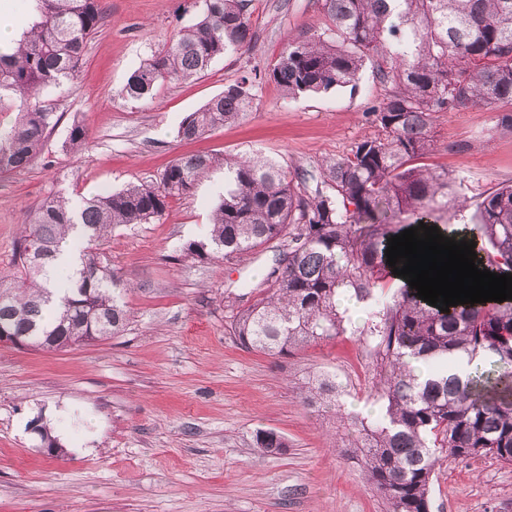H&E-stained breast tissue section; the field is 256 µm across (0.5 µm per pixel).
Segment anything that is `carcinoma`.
<instances>
[{
	"label": "carcinoma",
	"instance_id": "obj_1",
	"mask_svg": "<svg viewBox=\"0 0 512 512\" xmlns=\"http://www.w3.org/2000/svg\"><path fill=\"white\" fill-rule=\"evenodd\" d=\"M35 2L38 20L13 52L0 51V112L15 113L0 127L1 175L41 154L55 122L40 96L74 79L103 22L101 0ZM249 2L204 0L199 19L130 75L126 96L147 100L159 83L199 76L251 41ZM322 7L330 25L290 39L269 79L287 99L354 89L365 61L376 60L391 90L367 113L375 133L349 153L321 160L311 176L260 154H192L172 160L154 181L78 203L47 195L22 225L15 272L0 276V329L38 350L123 333L127 288L101 261L100 242L118 226L162 218L170 200L192 193L222 165L224 193L214 204L208 236L189 242L185 253L224 260L287 240L253 302L233 313L229 334L247 350L286 356L343 332L336 305L341 295L379 305L359 335L372 358L370 394L382 411L373 421L352 419L349 447L391 512H430L436 450L512 463V400L486 393L488 378L480 369L462 378L449 368L454 353L472 359L489 352L501 368L498 381L512 388V302L457 305L444 314L406 289L383 302L385 250L399 234L401 216H414L413 227L429 226V218L448 210L454 180L417 164L432 149L436 114L512 106V0H323ZM253 89L246 76L226 86L183 120L179 137L193 140L241 120L252 108ZM88 139V127L75 121L66 148L77 154ZM449 238L475 244L479 269L512 275V185L482 195L466 236ZM64 243L79 265L61 280L55 260ZM413 360L425 367V380L414 374ZM315 381L304 402L341 411L336 376L322 373ZM255 442L269 452L288 447L267 430L257 432Z\"/></svg>",
	"mask_w": 512,
	"mask_h": 512
}]
</instances>
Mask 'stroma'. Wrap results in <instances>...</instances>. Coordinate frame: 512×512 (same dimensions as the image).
<instances>
[{
    "label": "stroma",
    "mask_w": 512,
    "mask_h": 512,
    "mask_svg": "<svg viewBox=\"0 0 512 512\" xmlns=\"http://www.w3.org/2000/svg\"><path fill=\"white\" fill-rule=\"evenodd\" d=\"M107 18L88 42L74 81L46 89L58 123L29 167L0 175V273L10 271L25 212L49 193L75 199L155 180L174 158L261 152L311 170L373 134L368 109L389 86L366 61L355 90L283 98L273 82L255 89L254 108L204 138L177 136L183 119L224 87L267 72L289 36L322 32L321 0H252L253 39L214 60L205 74L157 87L151 100L127 97L129 76L195 23L203 0H106ZM88 125L82 152L64 143L74 120ZM423 163L456 180L441 228L469 225L481 194L512 184V130L486 107L439 113ZM224 190L217 168L161 220L122 226L99 252L127 282L122 335L65 351L0 346V512H388L349 451L354 407L369 396L371 358L358 324L283 357L243 348L230 336V303L252 298L276 245L201 261L185 246L204 239ZM345 387L341 412L303 404L316 371ZM66 407L54 424L73 448L44 454L31 425ZM271 430L285 451L258 448ZM430 512H512V464L493 456L440 452Z\"/></svg>",
    "instance_id": "35a3bbf8"
}]
</instances>
